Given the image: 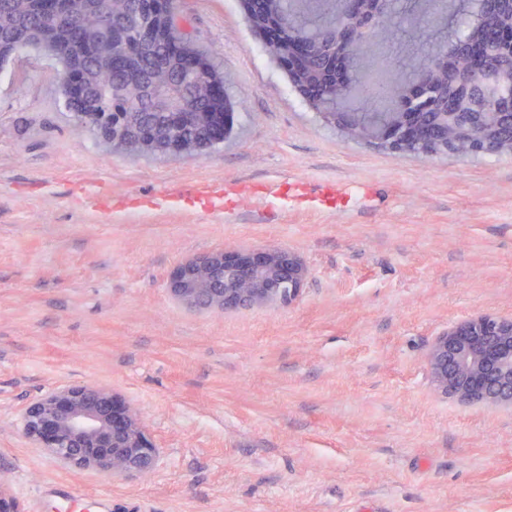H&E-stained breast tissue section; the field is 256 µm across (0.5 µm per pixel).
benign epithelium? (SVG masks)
I'll use <instances>...</instances> for the list:
<instances>
[{
	"label": "benign epithelium",
	"instance_id": "obj_1",
	"mask_svg": "<svg viewBox=\"0 0 512 512\" xmlns=\"http://www.w3.org/2000/svg\"><path fill=\"white\" fill-rule=\"evenodd\" d=\"M176 0H158L151 17L131 12L123 23L100 9L96 29L86 32L80 18L85 0H44L43 10L54 22L67 21L90 49L97 68L108 70L122 65L113 34L136 26L147 39L162 40ZM392 0H336L333 19L324 25L320 45L330 51L326 64L335 67L340 80L352 94L336 104L322 91L303 95L321 118L341 135L358 143H378L396 153H413L429 158L439 154L464 156L499 155L503 137L486 117L496 105L512 104V28L501 30L494 38L461 45L448 41V2L432 0L429 15L435 33L420 47L421 64L400 86L386 94L391 111L405 116L400 126H371L362 133L351 131L358 116V90L367 84L368 66L352 58L355 43L369 39L379 23L392 17ZM288 15L281 14L257 29L268 43L288 37V75L297 77L306 67H313L312 45L288 30ZM471 58L470 65L456 77L457 96L453 105L434 100L433 78L448 70L460 53ZM172 63L190 73L195 82L206 86L210 99L224 101L225 112H216L200 123L201 135L214 128L229 134L233 103L226 98L224 82L209 72L200 60L181 50L170 48ZM64 90L83 103L87 118L98 106L99 90L94 75L67 70ZM146 102L154 112L192 115V109L180 98L176 88L160 89L153 85ZM176 131L169 126L142 140L145 153L174 151ZM306 270L294 254L278 248L228 249L193 259L177 267L169 280L173 297L184 305H203L221 312L265 304L270 301L290 303L299 295ZM427 362L436 389L469 404L512 406V319L478 315L458 322L436 337L428 351ZM24 433L48 449L63 465L93 468L109 476L146 473L155 464L158 449L131 409L109 390L95 385L56 389L29 404L21 415Z\"/></svg>",
	"mask_w": 512,
	"mask_h": 512
}]
</instances>
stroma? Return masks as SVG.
Instances as JSON below:
<instances>
[{
    "instance_id": "1",
    "label": "stroma",
    "mask_w": 512,
    "mask_h": 512,
    "mask_svg": "<svg viewBox=\"0 0 512 512\" xmlns=\"http://www.w3.org/2000/svg\"><path fill=\"white\" fill-rule=\"evenodd\" d=\"M177 27L235 105L196 156L128 155L65 108L61 65H0V487L22 512H512V406L438 392L436 336L512 319V156L394 153L340 136L291 88L240 0H180ZM335 183L346 214L243 205L110 223L70 201L271 180ZM294 253L299 297L186 308L182 263ZM112 391L159 450L146 474L65 467L20 416L74 385Z\"/></svg>"
}]
</instances>
